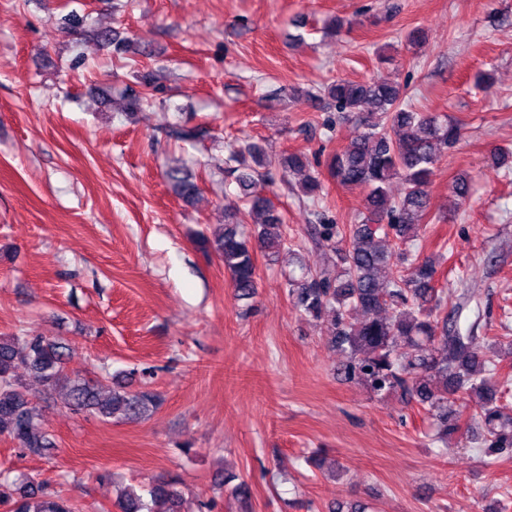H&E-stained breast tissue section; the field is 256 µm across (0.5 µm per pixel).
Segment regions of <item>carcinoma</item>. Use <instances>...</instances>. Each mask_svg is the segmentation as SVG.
<instances>
[{
    "instance_id": "obj_1",
    "label": "carcinoma",
    "mask_w": 512,
    "mask_h": 512,
    "mask_svg": "<svg viewBox=\"0 0 512 512\" xmlns=\"http://www.w3.org/2000/svg\"><path fill=\"white\" fill-rule=\"evenodd\" d=\"M98 38L118 57L134 50L133 43L107 28ZM404 88L395 82L338 79L324 89L336 111L352 116L361 131L328 163L330 176L342 185L366 191L364 211L355 224H313L311 229L330 246L339 261L333 279L300 266L301 276L287 278L288 294L307 315L327 323L331 347L344 354L337 371L345 380L375 394L398 393L420 405L436 422L439 439L459 432L460 410H472L470 420L481 426L484 453L498 459L512 453V409L503 403V385L489 368L487 355L512 354V340L462 333L458 320L463 306L443 303L434 287V258L401 251L419 239L429 215V186L439 158L455 147L463 126L439 112L404 107ZM152 104V94L130 95L122 111L138 112ZM263 149L249 143L245 154L230 157L239 199L245 206H224V227L198 246L224 263L235 295H257L256 254H292L283 233V217L260 189ZM178 196L191 201L199 192L192 177L179 168L167 172ZM282 182L307 199L321 197L324 185L304 154L282 159ZM402 190L394 197L389 184ZM67 345L20 330L0 337V436L12 440L26 455L44 457L57 447L44 428L35 401L23 383L31 374L40 392L65 391L64 407L89 411L103 419H141L156 410L158 393L132 389L121 380L103 400L96 387L65 369ZM16 498L10 512H78L71 498L45 491L34 478L13 483ZM150 502L163 512H181L182 496L174 484L156 481L146 488ZM120 512H152L134 489L121 494Z\"/></svg>"
}]
</instances>
